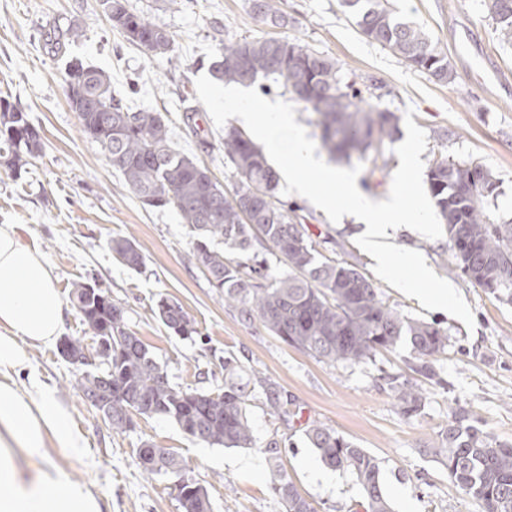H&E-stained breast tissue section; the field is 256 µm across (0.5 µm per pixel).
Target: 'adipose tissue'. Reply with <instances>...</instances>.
Segmentation results:
<instances>
[{
  "label": "adipose tissue",
  "mask_w": 512,
  "mask_h": 512,
  "mask_svg": "<svg viewBox=\"0 0 512 512\" xmlns=\"http://www.w3.org/2000/svg\"><path fill=\"white\" fill-rule=\"evenodd\" d=\"M67 306L42 257L0 225V512H104L102 495L70 481L51 449L81 459L87 442L68 408L32 370L29 348L57 341ZM24 382H17V375ZM43 466L24 470L19 454Z\"/></svg>",
  "instance_id": "obj_1"
}]
</instances>
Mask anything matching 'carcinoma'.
<instances>
[{
	"label": "carcinoma",
	"instance_id": "obj_1",
	"mask_svg": "<svg viewBox=\"0 0 512 512\" xmlns=\"http://www.w3.org/2000/svg\"><path fill=\"white\" fill-rule=\"evenodd\" d=\"M484 5L500 40L512 46V0H484ZM102 6L112 28L145 54L173 51L171 32L127 9L124 0H102ZM340 6L369 42L439 83L454 81L448 55L422 26L399 16L391 0H340ZM251 11L275 27L288 24L280 0H251ZM211 71L224 83H283L292 97L317 114L321 146L339 159L355 153L379 156L398 131L395 113L380 109L355 83L344 80L334 59L286 37L221 39ZM72 77L86 79L87 97L69 102L81 132L100 145L107 163L142 205L179 213L192 238L190 261L238 309L244 324L257 323L285 344L331 365L363 363L379 352H395L405 341L411 352L408 369L443 384L436 362L448 345L447 329L436 321L401 315L353 264L323 256L305 226L295 223L296 208L280 199L278 175L262 148L244 132L229 129L221 142L235 178L227 193L208 168L175 147L163 113L133 108L116 98L107 71L73 57L65 64V79ZM42 145L41 129L28 113L0 98V158L5 166L20 176ZM427 185L456 269L471 284L512 304V221H496L489 210L496 178L479 163L439 155L429 166ZM109 248L127 268L143 267V252L131 239L114 237ZM226 249L237 257L225 256ZM270 255L286 270L271 272ZM71 296L96 346L89 349L80 339L66 336L61 339L65 360L79 370L74 388L113 432L132 430L135 415L162 416L199 442L251 448L255 440L249 413L255 392L280 420L295 415L275 382L256 370L245 373L232 355L224 357L222 388L205 391L173 383L108 291L86 282L75 285ZM153 312L184 339L199 334L177 302L162 298ZM379 380L403 417L422 413L425 397L409 379L384 371ZM305 437L326 465L352 474L364 493V512H391L377 458L317 420L307 423ZM425 452L443 465L464 494L482 503L483 512H512V443L494 440L466 410L454 413L437 444ZM263 453L271 493L283 512H315L288 476L282 442L269 440ZM137 459L146 475L175 478L181 512H212L206 487L189 474L179 456L145 441Z\"/></svg>",
	"mask_w": 512,
	"mask_h": 512
}]
</instances>
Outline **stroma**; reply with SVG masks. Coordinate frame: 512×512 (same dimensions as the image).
I'll list each match as a JSON object with an SVG mask.
<instances>
[{"mask_svg": "<svg viewBox=\"0 0 512 512\" xmlns=\"http://www.w3.org/2000/svg\"><path fill=\"white\" fill-rule=\"evenodd\" d=\"M394 4L446 51L456 73L453 83H438L367 41L338 0H283L284 27L259 22L249 0H126L130 11L148 15L173 34L174 50L163 57L146 55L112 29L101 0H0V97L19 103L43 131L42 152L27 174L15 179L0 168V224L15 225L21 242L43 257L62 298H69L73 283L91 279L108 290L125 309L130 328L166 365L172 382L217 387L224 382L220 361L231 354L276 382L299 412L285 424L255 400L252 448L203 444L159 416L137 418L134 430L117 434L72 388L76 368L56 346L30 349L33 367L88 441L84 459L58 452L53 458L69 479L107 496L110 512H181L173 478L145 477L137 464L136 450L146 440L185 459L192 476L207 488L213 512H280L260 451L275 436L291 440L285 467L316 512H363V493L350 473L337 472L330 486L310 479V468L322 463L304 437L311 420L333 427L380 461L393 512H404L408 503L414 512H482L481 504L462 494L425 450L461 408L495 440L512 443V304L458 276L447 238L428 239L405 228L397 243L421 252L428 266L459 291L473 311L470 327L447 312L418 306L375 279L373 261L356 243L357 225L333 223L310 201L287 197L322 255L348 261L374 278L383 299L403 315L437 320L447 328L448 348L437 363L444 383L418 379L425 408L408 419L397 412L378 376L384 370L406 372L409 345L362 364L333 366L289 347L261 326L243 324L237 309L189 261L190 238L177 211L143 207L128 192L99 144L81 133L65 93L69 57L101 67L111 74L117 97L126 105L164 113L178 148L228 188L234 178L224 161V132L205 109L185 122L184 100L196 98V78L209 74L217 39L297 40L334 58L344 79L356 82L380 108L411 116L427 135L422 161L441 153L489 169L498 181L489 208L499 220H512V47L499 42L483 0ZM75 24L83 27L84 37L54 54L52 42ZM405 137L398 132L382 156L352 157L373 199L387 197L400 165L394 147ZM115 236L141 248L142 270L113 258L108 242ZM162 297L183 306L200 331L196 339H181L157 319L153 308ZM242 460L260 461L261 467L241 472Z\"/></svg>", "mask_w": 512, "mask_h": 512, "instance_id": "obj_1", "label": "stroma"}]
</instances>
